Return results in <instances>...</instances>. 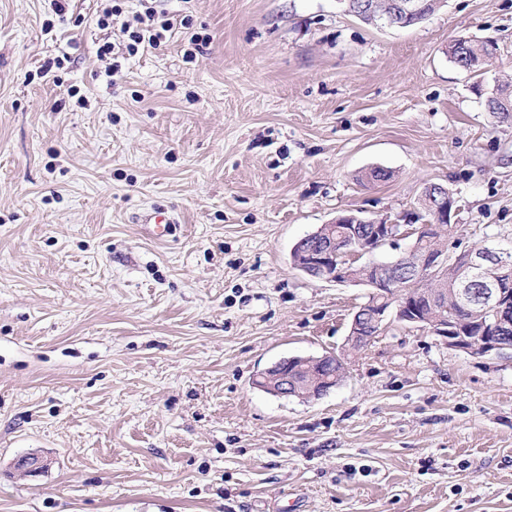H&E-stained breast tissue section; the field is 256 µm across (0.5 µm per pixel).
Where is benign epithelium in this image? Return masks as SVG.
Masks as SVG:
<instances>
[{
	"mask_svg": "<svg viewBox=\"0 0 512 512\" xmlns=\"http://www.w3.org/2000/svg\"><path fill=\"white\" fill-rule=\"evenodd\" d=\"M376 0H362L360 11L377 18L379 25L391 27L402 14H410L417 8L415 0H390L382 10H377ZM423 194L429 197L435 211V219L422 224H413L409 218L404 223L378 222L356 214L341 215L337 224H349L350 239L345 248L336 249V238L329 226L324 225L314 233L300 239L295 245L302 258L301 271L312 278L341 284L361 285L377 294L383 287L395 289L399 285L400 266H408L424 278V282L441 279L448 271L455 273L458 288L448 295L434 288H422L407 292L387 303H372L357 310L351 320L347 338L348 347L360 350L371 338L362 333L363 321L369 320L377 327L391 321L410 323L430 329L442 336L448 348L467 354L495 356L512 361V343L503 341V336L512 330V294L500 285V276L512 269V253L504 249L499 240L491 237L477 248L465 251V264L458 256L440 247L420 252L410 249L394 263L368 262L361 259L380 250L393 239L412 237L419 239L450 224L456 214V198L448 186L439 183L427 186ZM479 304L486 318L475 323L461 318L444 316L430 318L427 312L443 311L448 306L466 310ZM325 357H290L276 363L264 374V390L278 397L296 396L300 400L316 399L336 386L343 371L336 376L317 377L313 383L299 391L297 372L304 365H312Z\"/></svg>",
	"mask_w": 512,
	"mask_h": 512,
	"instance_id": "obj_1",
	"label": "benign epithelium"
}]
</instances>
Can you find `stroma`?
<instances>
[{"label":"stroma","mask_w":512,"mask_h":512,"mask_svg":"<svg viewBox=\"0 0 512 512\" xmlns=\"http://www.w3.org/2000/svg\"><path fill=\"white\" fill-rule=\"evenodd\" d=\"M106 4L51 28L48 0H0V512H512V361L393 321L321 398L254 385L346 354L367 288L291 260L337 215L394 222L436 182L460 250L512 237V123L483 98L512 85V0L403 29L336 0H158L191 28L113 74L97 44L140 4L102 31ZM461 36L498 42L482 91Z\"/></svg>","instance_id":"obj_1"}]
</instances>
